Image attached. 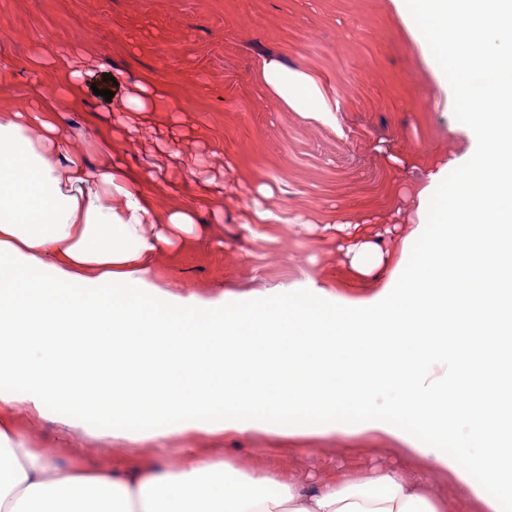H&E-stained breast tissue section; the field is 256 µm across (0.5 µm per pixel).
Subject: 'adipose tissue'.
Masks as SVG:
<instances>
[{"mask_svg":"<svg viewBox=\"0 0 512 512\" xmlns=\"http://www.w3.org/2000/svg\"><path fill=\"white\" fill-rule=\"evenodd\" d=\"M476 148L470 176L448 187L433 171L418 193L409 260L389 267L380 240L337 225L345 257L380 283L354 310L326 316L316 288L247 319L150 284L202 208L222 206L206 178L192 205L161 206L167 164L195 168L178 129L155 135L150 173L92 165L59 125L54 97L0 99V512H441L399 473H337L299 483L240 474L182 449L180 468L142 459L124 470L59 469L17 444L5 417L62 408L70 432L92 419L113 443L250 431L282 436L380 434L450 474L458 507L503 512L512 490V0H395ZM81 93L91 61L61 45L31 59ZM262 82L296 112L328 105L308 75L264 61ZM148 78L117 105L129 131L147 127ZM441 225L433 234L429 225Z\"/></svg>","mask_w":512,"mask_h":512,"instance_id":"ef3b65f1","label":"adipose tissue"}]
</instances>
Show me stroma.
<instances>
[{
  "label": "stroma",
  "instance_id": "1",
  "mask_svg": "<svg viewBox=\"0 0 512 512\" xmlns=\"http://www.w3.org/2000/svg\"><path fill=\"white\" fill-rule=\"evenodd\" d=\"M73 44L92 60L81 96L61 113L62 133L85 144L108 134L112 159L142 170L157 165L149 138L131 139L112 121L103 91L123 98L131 82L150 75L158 112L151 129L177 126L204 176L223 181V212L201 209L204 227L160 260L153 282L217 302L230 293L251 302L257 317L273 308L261 292L308 288L357 299L374 285L350 272L343 238L330 225L365 222L400 251L408 226L419 224L417 194L436 166L454 162L449 183L468 175L472 141L458 102L440 85L394 0H0V64L20 98L67 96L29 60ZM275 58L319 85L331 113L295 112L265 91L261 70ZM270 194L259 198V187ZM279 216L249 221L254 200ZM16 416L26 447L50 452L59 467L70 450L58 422ZM202 457H233L252 476L326 479L346 469L366 477L394 469L419 477L457 512L449 475L381 438L284 439L262 432L221 434L194 441ZM167 443L110 446L86 438L85 467L120 470L166 454Z\"/></svg>",
  "mask_w": 512,
  "mask_h": 512
}]
</instances>
